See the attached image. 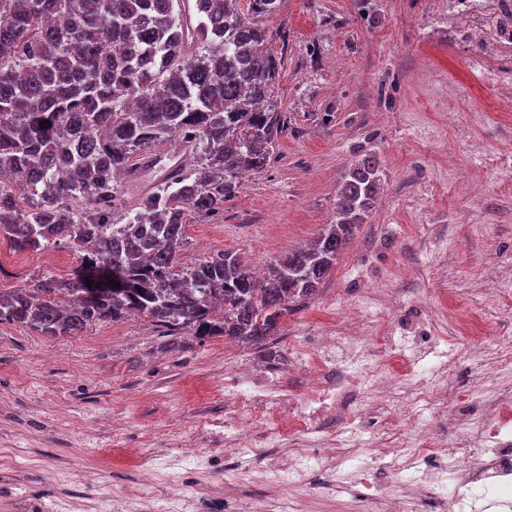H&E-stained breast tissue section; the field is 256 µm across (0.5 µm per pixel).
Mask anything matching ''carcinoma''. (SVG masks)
<instances>
[{"mask_svg": "<svg viewBox=\"0 0 512 512\" xmlns=\"http://www.w3.org/2000/svg\"><path fill=\"white\" fill-rule=\"evenodd\" d=\"M239 2L193 0L187 18L176 0H0V236L80 253L69 279L0 289V324L53 338L141 315L165 337L260 350L317 290L380 193L367 154L344 171L335 220L264 271L230 252L177 262L185 224L224 212L288 129L281 58L264 50L287 41L266 24L281 0ZM164 142L189 145L187 163L123 207L120 179L154 167Z\"/></svg>", "mask_w": 512, "mask_h": 512, "instance_id": "cac0c4a2", "label": "carcinoma"}]
</instances>
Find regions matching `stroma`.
I'll return each instance as SVG.
<instances>
[{
    "mask_svg": "<svg viewBox=\"0 0 512 512\" xmlns=\"http://www.w3.org/2000/svg\"><path fill=\"white\" fill-rule=\"evenodd\" d=\"M270 24L288 31L270 44L282 56L274 103L288 131L223 216L189 221L180 265L230 251L259 269L310 242L334 218L344 171L367 153L383 171L373 209L316 294L282 319L266 355L220 336L186 335L170 349L140 316L56 338L0 324V448L14 465L0 471V512H55L74 487L92 502L109 491L112 512L131 496L163 512L176 492L208 495L213 512H248L207 425L224 411V384L246 361L305 397L294 360L342 335L350 307L375 334L403 337L405 353H353L363 385L349 412L324 425L347 433L343 462L313 470L300 489L305 512H365L352 475L368 472L381 486L399 477L413 437L368 405L374 378L391 377L397 400L467 390L479 371L483 392L512 391V281L500 282V296L483 292L512 263V112L498 106L491 68L475 66L450 37L448 0H371L367 15L355 0H283ZM78 264L69 243L17 253L0 237L2 290L42 274L69 278ZM476 333L505 345L480 356ZM143 442L155 474L146 485L131 454ZM387 442L386 466L377 450Z\"/></svg>",
    "mask_w": 512,
    "mask_h": 512,
    "instance_id": "obj_1",
    "label": "stroma"
}]
</instances>
